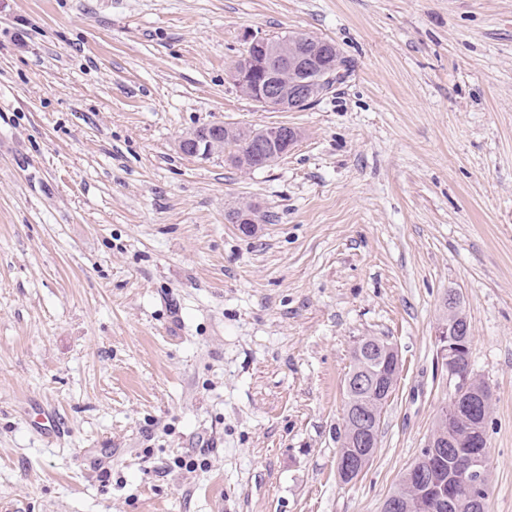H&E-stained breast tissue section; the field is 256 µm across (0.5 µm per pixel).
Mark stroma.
I'll use <instances>...</instances> for the list:
<instances>
[{
	"label": "stroma",
	"instance_id": "35a3bbf8",
	"mask_svg": "<svg viewBox=\"0 0 512 512\" xmlns=\"http://www.w3.org/2000/svg\"><path fill=\"white\" fill-rule=\"evenodd\" d=\"M252 31L349 69L265 110L230 77ZM211 124L299 137L255 171L183 155ZM451 292L512 512V0H0V506L381 512L448 400ZM369 337L403 371L346 485ZM347 418L355 421L359 420L357 412L353 408L348 409ZM359 421L364 424L365 428L356 430L351 434L352 448L345 447V440L342 439L339 454L352 452L357 448L359 450L354 453L353 457L338 455L336 459V474L338 479L344 484H351L359 480L368 468L375 453L376 429L378 422L380 427L381 417H375V423L372 422V424L367 419Z\"/></svg>",
	"mask_w": 512,
	"mask_h": 512
}]
</instances>
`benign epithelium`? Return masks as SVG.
I'll return each instance as SVG.
<instances>
[{
  "label": "benign epithelium",
  "mask_w": 512,
  "mask_h": 512,
  "mask_svg": "<svg viewBox=\"0 0 512 512\" xmlns=\"http://www.w3.org/2000/svg\"><path fill=\"white\" fill-rule=\"evenodd\" d=\"M295 39L310 44L312 50L291 61L293 71L299 76L292 84L288 99L283 100L276 95V84L279 74L273 61L277 58L274 50L273 39L258 33H251L247 37V50L245 63L233 70L232 80L234 84H248L253 88L254 102L267 109H287L291 112L302 109L310 104V90L315 82L325 83L335 77L336 45L321 38L305 35H297ZM220 132V127L209 128L199 134H193L181 141L178 147L180 151L193 158L206 159L209 157L211 142ZM438 351L437 359L448 372V387L450 397L448 406L444 407L441 419L451 422L466 411L461 406L463 396L468 392L473 378L470 374V366L464 364L461 353L469 350L471 337H466L462 342L448 332L444 325L437 330ZM384 364L389 367V374L384 376L379 387L382 394V403H387L392 395L399 371L402 370V360L398 350L387 345L384 349ZM381 418H375V422L364 420V428L351 434L352 447L356 448L354 456L340 455L336 459V474L344 484H351L359 480L368 468L376 447L377 423ZM484 471V456L479 452H471L462 455L458 459L455 481L448 482L442 474V470L432 465L423 473L426 484L427 512L447 503L454 505L450 494L461 495L478 480Z\"/></svg>",
  "instance_id": "1"
}]
</instances>
